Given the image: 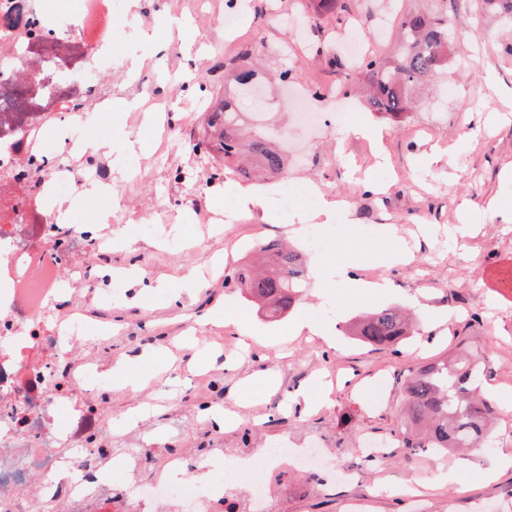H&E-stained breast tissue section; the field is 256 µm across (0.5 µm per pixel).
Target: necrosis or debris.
<instances>
[{
	"mask_svg": "<svg viewBox=\"0 0 512 512\" xmlns=\"http://www.w3.org/2000/svg\"><path fill=\"white\" fill-rule=\"evenodd\" d=\"M139 23L126 0H78L74 11L49 0H0V512H25L21 490L38 512H267L281 463L312 472L310 453L263 449L246 465L224 466V488L193 478L154 481L113 496L96 470L73 482L68 451L90 456L87 422L104 381L89 365H73L91 319L69 303L73 283L92 284L91 265H67L74 253L104 254L120 238L111 227L59 220L51 204L77 200L83 181L112 185V165L84 147L82 129L103 108L111 71L112 24ZM309 85L292 93L294 121L311 132L344 124L345 111L312 112ZM67 414H60V406ZM242 487L247 500L230 490Z\"/></svg>",
	"mask_w": 512,
	"mask_h": 512,
	"instance_id": "1",
	"label": "necrosis or debris"
}]
</instances>
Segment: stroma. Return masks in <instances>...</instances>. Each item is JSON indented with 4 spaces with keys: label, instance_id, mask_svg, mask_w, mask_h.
<instances>
[{
    "label": "stroma",
    "instance_id": "1",
    "mask_svg": "<svg viewBox=\"0 0 512 512\" xmlns=\"http://www.w3.org/2000/svg\"><path fill=\"white\" fill-rule=\"evenodd\" d=\"M389 1L399 17L431 7L430 0H346L350 21L373 37L370 52L384 56L393 53L394 41L375 37L374 18ZM314 2L251 0L243 39L267 74L286 72L320 90L361 82L352 70L329 69L324 56L297 48L296 32L268 20L273 8L300 17L311 24L317 43L333 49L345 28L317 17ZM173 8L172 0L160 5L144 0L145 29L155 30L171 47L167 67L178 88L170 108L177 112L184 99L211 98L197 90L204 59L188 48V41L207 44L219 39L222 29L213 20L190 37L176 26L158 24L159 13ZM448 17L458 35L453 63L417 88L415 108L396 122L351 99L354 124L380 131L381 141L345 128L323 132L321 151L328 162L317 169L292 166L258 185L264 196L260 207H242L239 193L251 186L230 169L222 182L199 188L208 165L195 152L202 128L182 134L181 152L156 156L152 126L128 111L130 89L113 75V107L86 125L85 132L94 140L99 126L106 125L128 145L112 159L111 196L99 201L121 212L112 231L126 244L100 264L135 270L142 282H112L117 299L110 305L87 289L75 292V300L86 302L111 328L92 338L83 356L103 365L147 348L171 353L156 367H138L136 386H113L97 401L105 418L145 403L154 406L137 428L112 433L101 427L92 439L95 447L112 451L104 476L114 489L156 480L172 454L190 464L206 462L209 484L219 488L224 463L284 441L292 448L319 446L348 477L292 472L288 481L273 484L270 512H342L347 499L366 502L368 512H416L417 496L425 501L426 512H512V468H498L500 453L512 452V403L500 405L497 439L480 454L410 457L402 447L401 382L412 366L438 360L462 344L486 360L484 392H512V285L500 281L501 272L512 269V180L505 176L512 169V56L500 53V24L479 9L477 0H448ZM448 82L457 86V98L443 99ZM265 91L262 102L241 104L250 122L270 131L287 130L292 144L306 146L312 134L293 126L281 85L266 84ZM437 149L442 155L435 161L431 155ZM285 183H318L327 199L347 200V208L323 227L325 252L303 249L302 223L277 202ZM161 208L167 220L159 236H143L141 226ZM464 208L483 213L484 219L466 248L452 249L448 227ZM228 212L233 215L229 222L224 219ZM385 227L393 228L409 259L391 265L382 261L378 245ZM269 239L301 250L307 282L293 311L274 322L245 303L225 279L245 245ZM331 262L355 265L360 277L388 280L391 288L379 296L352 295L341 286L318 283L317 265ZM170 287L181 290L180 305H169ZM384 307L415 316L416 333L407 345L374 350L336 329L337 322ZM228 308L234 320L225 319ZM305 315L334 330L335 346L295 335L294 325ZM254 374L274 376L275 390L242 394V380ZM332 377L338 384L319 413L307 414L287 403V394L299 388L319 391L321 381ZM224 408L238 412L240 419L222 431L207 415ZM368 439L383 444L382 456L362 453ZM126 448L145 449L147 460L137 467L124 465Z\"/></svg>",
    "mask_w": 512,
    "mask_h": 512
}]
</instances>
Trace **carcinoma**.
Wrapping results in <instances>:
<instances>
[{
  "label": "carcinoma",
  "mask_w": 512,
  "mask_h": 512,
  "mask_svg": "<svg viewBox=\"0 0 512 512\" xmlns=\"http://www.w3.org/2000/svg\"><path fill=\"white\" fill-rule=\"evenodd\" d=\"M318 15L343 22V0H316ZM483 11L512 24V0H481ZM399 54L390 60L368 54L355 72L368 78V102L373 111L401 115L413 106L415 89L448 68L456 38L448 21V0H433L427 12L404 15L397 34ZM252 52L224 62V77L236 93L224 95L218 110L205 118L196 150L218 163L216 175L233 166L247 171L257 163L262 177L284 173V157L269 132L246 130L239 119L243 85L259 80ZM230 283L247 301L272 319L287 314L300 298L305 277L297 253L278 243L260 249L258 261H248L231 272ZM354 339L376 349H394L410 337L402 312L381 308L357 321ZM486 362L465 349L435 364L410 369L403 377L406 427L402 446L409 456L433 450L448 454L457 449L484 448L493 435L496 407L482 392Z\"/></svg>",
  "instance_id": "1"
}]
</instances>
